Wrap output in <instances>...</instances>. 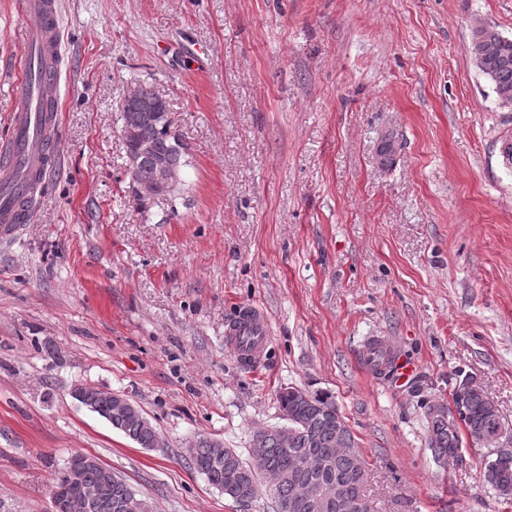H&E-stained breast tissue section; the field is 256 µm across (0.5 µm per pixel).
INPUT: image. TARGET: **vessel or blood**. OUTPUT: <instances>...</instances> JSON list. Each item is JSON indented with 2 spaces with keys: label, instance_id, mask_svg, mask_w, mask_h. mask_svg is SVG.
I'll return each mask as SVG.
<instances>
[{
  "label": "vessel or blood",
  "instance_id": "vessel-or-blood-1",
  "mask_svg": "<svg viewBox=\"0 0 512 512\" xmlns=\"http://www.w3.org/2000/svg\"><path fill=\"white\" fill-rule=\"evenodd\" d=\"M22 12L33 23L23 32L27 48L41 52L46 70L39 86L20 83L22 105L14 113L9 134L0 142V238L15 235L28 221V200L56 160L52 130L57 115L38 111L40 101L54 98L60 83L62 57L59 0H22ZM269 330L260 309L243 306L224 324L227 347L244 363H257Z\"/></svg>",
  "mask_w": 512,
  "mask_h": 512
}]
</instances>
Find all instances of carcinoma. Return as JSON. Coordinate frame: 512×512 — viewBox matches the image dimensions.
Segmentation results:
<instances>
[{
    "instance_id": "carcinoma-1",
    "label": "carcinoma",
    "mask_w": 512,
    "mask_h": 512,
    "mask_svg": "<svg viewBox=\"0 0 512 512\" xmlns=\"http://www.w3.org/2000/svg\"><path fill=\"white\" fill-rule=\"evenodd\" d=\"M470 54L480 73L491 82L497 101L512 102V38H505L492 26H484L471 33ZM140 139L151 144V149L141 154L143 166H152L160 156L181 168L186 166L185 144L175 143L164 128L147 122L141 128ZM91 400L96 413L113 428L142 448L153 447L158 431L140 408H134L126 417H110L106 398L94 395ZM278 403L280 410L288 414V421L254 433L251 443V447L262 449L266 469L283 474L277 486H266L250 461L214 438H200L198 447L188 456L189 466L224 492L242 512H247L262 492L274 502L275 512H353L351 506L358 504L361 512H369L364 499L368 463L360 451L355 456L338 452L342 442L348 448H356L358 443L347 424L336 430V420L342 415L332 397L290 387L278 395ZM503 424L496 404L483 390L474 389L469 393L460 425L450 428L438 417L428 419L429 447L438 460L456 458L465 447V435L497 430ZM80 468L84 484L105 482L109 487L108 494L86 512H141L144 500L99 459ZM297 478L326 490L329 500L317 508L297 506ZM485 480L495 491L506 488L512 492V454L485 468Z\"/></svg>"
}]
</instances>
